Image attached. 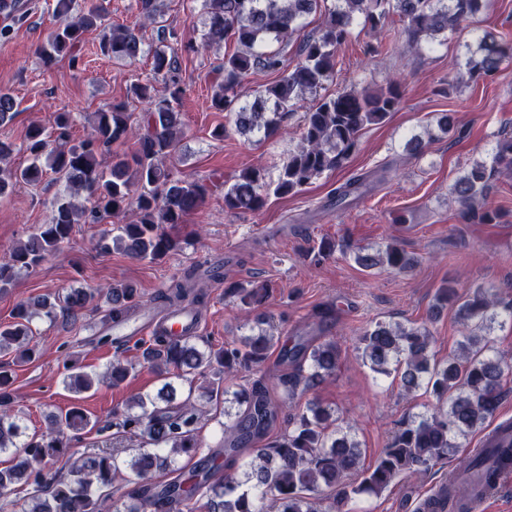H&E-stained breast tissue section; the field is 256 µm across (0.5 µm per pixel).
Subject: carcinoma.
I'll return each mask as SVG.
<instances>
[{"label": "carcinoma", "mask_w": 512, "mask_h": 512, "mask_svg": "<svg viewBox=\"0 0 512 512\" xmlns=\"http://www.w3.org/2000/svg\"><path fill=\"white\" fill-rule=\"evenodd\" d=\"M103 2L85 0L83 9L73 15L72 0H56L54 12L61 24L39 48L42 58L51 63L70 54L85 32L99 29L105 54L136 59L141 45L136 28L109 27ZM487 4L488 0H204L209 27L201 46L224 41L237 45L214 69L212 107L227 113L239 134L269 139L300 107L304 95L318 93L333 80L337 51L350 39L355 24L377 35L396 15L408 47L419 51L424 42L444 44L442 38ZM317 11L327 14L323 25L300 35L303 18ZM295 37L298 42L291 61L286 49ZM272 42L278 47H269ZM510 56L511 43L485 33L466 61L469 79L495 78ZM177 66L176 52L155 51V73H174ZM257 70L274 73L277 79L258 91L252 102H243L241 85ZM183 93L174 77L164 95L157 94L149 81L137 82L130 94L147 104L143 113L129 111L125 102L113 103L94 113L90 136L71 146V113L57 114L52 133L32 124L24 138L30 158L24 167L10 165L12 145L0 142V197L16 183H40L48 172L82 196L80 201L71 196L54 200L47 222L9 250L8 258L0 262V291L10 288L21 273L36 270L59 253L79 224L119 221L99 240L105 253L116 249L136 260L156 261L181 248V242L162 225L185 223L207 195L203 182L185 179L167 165L183 135L178 110ZM403 98L397 76L377 91L353 84L313 99L303 113L301 143L277 177L269 179L256 167L242 170L232 184L224 186V210L259 212L270 196L298 194L324 173L341 168L356 150L361 132L399 111ZM15 107L13 96L0 91V126L12 120ZM128 140L134 141L132 151L103 168L99 156L112 144ZM495 173H512L511 134L498 139L491 164L476 161L455 180L452 194L464 223H501L504 214L487 205ZM367 187L368 175H354L332 190L331 204L340 207L351 197L358 199ZM130 212L135 219L124 221ZM335 252L336 241L323 238L308 258L319 263ZM353 259L366 270L392 273L405 272L418 262L395 242L371 253L357 250ZM196 286L195 272L185 271L170 280L157 300L175 310L186 302L201 305L203 297ZM267 294L265 283H224V295L247 312L260 306ZM102 297L108 304L103 331L121 325L138 303L137 290L126 283L105 290L68 288L27 299L17 305L12 322L0 325V353L13 352L20 361L30 359L34 318L52 320L58 308L76 314ZM434 300L435 308L453 310L463 331L458 353L448 360L434 358L433 335L423 324L380 321L356 338L358 355L373 372L398 377L408 395L422 389L434 399L424 413L399 423L382 456L366 469L360 466L361 449L349 435V426L334 411L316 404L289 417L285 431L256 449L239 473L218 462L221 448L212 451L200 468L185 472L175 467L177 458L202 450V421L214 401L224 403V420L217 425L222 441L229 444L239 446L276 422L279 406L262 387L240 385L231 391L225 384L238 372L256 370L265 362L278 339L262 328L219 348L198 342L195 335L152 337L142 359L163 381L162 387L155 396L133 397L122 411L112 412L113 438H138L150 447L136 448L124 460L108 448L82 451L74 447L72 434L103 430L99 420L77 405L49 413L44 431L25 435L23 416L12 409L11 373L2 369L0 454L11 455L12 465L0 469V509L11 504L15 486L24 483L31 490L23 512H195L198 503L206 512H321L319 502L326 489L338 490L333 504L339 505L378 495L400 478L424 474L456 453L462 447L459 439L486 427L512 374V363L495 350L491 337L501 316L512 321V299L480 286L461 293L448 281L436 289ZM280 353L282 363L291 368L278 378L286 402L294 400L298 390L335 374L342 351L336 341L324 336H301L291 345L282 344ZM131 370L132 365L118 356L101 374L87 372L69 360L63 384L78 396L101 383L118 387ZM192 374L203 377L200 384H194ZM175 379L189 381L186 397L177 398ZM502 429L512 432V424L500 423L483 448L467 452L461 476L477 478L491 488L500 473L512 470V440L497 443ZM60 456L67 459L65 475L47 468ZM165 470L176 476L167 484H156L154 475ZM119 479L134 488L117 503L112 500V487ZM464 487L450 480L442 490L452 512H470Z\"/></svg>", "instance_id": "1"}]
</instances>
